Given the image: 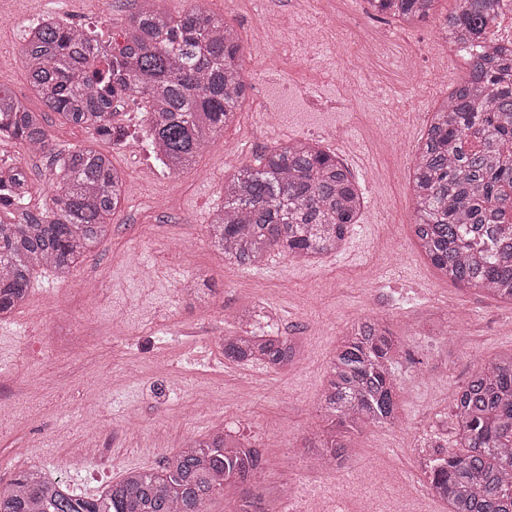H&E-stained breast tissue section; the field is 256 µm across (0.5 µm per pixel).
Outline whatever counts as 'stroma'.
Returning a JSON list of instances; mask_svg holds the SVG:
<instances>
[{
  "instance_id": "35a3bbf8",
  "label": "stroma",
  "mask_w": 512,
  "mask_h": 512,
  "mask_svg": "<svg viewBox=\"0 0 512 512\" xmlns=\"http://www.w3.org/2000/svg\"><path fill=\"white\" fill-rule=\"evenodd\" d=\"M224 2L164 6L176 16L199 6L246 41L272 37L271 55L243 60L256 103L214 137L192 169L158 173L148 186L128 147L99 142L125 180L110 234L69 281L39 273L27 301L0 319V481L37 466L91 496L128 470L162 465L187 438L220 421L260 448L269 485L288 493L292 512H309L310 497L332 486L356 491L367 469L384 499L435 512L422 468L434 445L452 439L450 399L477 365L512 348V303L440 279L415 245L409 177L418 140L466 65L449 56L436 20L403 28L366 14L365 0H345L346 7L366 28L417 47L412 84L369 75L352 32L331 30L319 43L298 44L294 29L325 25L318 0L300 8L295 0H232L229 10ZM35 7L34 0H0V84L39 111L24 63L25 18ZM62 7L73 22L108 14L116 35L136 0H64ZM438 67L447 68V82L429 77ZM334 131L362 154L353 173L369 198L344 249L311 265L276 252L259 268L225 263L204 241L225 176L289 139L320 141L348 160ZM7 153L25 164L31 207H50L47 157L26 158L15 141ZM197 273L207 284L201 302L189 307L177 283ZM82 280L98 282L95 295L79 288ZM246 305L272 309L280 333L302 340L293 366L225 360L218 325L197 322L202 310L231 314ZM364 318L383 322L401 343L400 423L355 431L351 473L318 477L302 441L324 426L320 403L338 340ZM177 379L185 388L176 398L170 389ZM202 382L220 399L215 412L193 411L191 393ZM25 384L39 386L44 411L19 433L13 422Z\"/></svg>"
}]
</instances>
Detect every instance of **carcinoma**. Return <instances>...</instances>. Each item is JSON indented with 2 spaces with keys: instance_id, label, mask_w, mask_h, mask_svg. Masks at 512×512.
<instances>
[{
  "instance_id": "1",
  "label": "carcinoma",
  "mask_w": 512,
  "mask_h": 512,
  "mask_svg": "<svg viewBox=\"0 0 512 512\" xmlns=\"http://www.w3.org/2000/svg\"><path fill=\"white\" fill-rule=\"evenodd\" d=\"M406 25L433 16L437 0H366ZM439 24L448 50L468 68L448 90L421 138L412 175L414 234L439 273L462 288L512 301V46L486 42L512 0H456ZM25 65L44 106L85 129L91 143L54 155L52 207H29L24 166L0 169V317L21 306L40 267L72 274L107 236L124 199L112 157L94 142L120 143L112 98L149 106L150 140L174 173L234 123L246 96L236 30L200 8L174 16L141 0L122 40L46 21L25 32ZM0 130L30 151H53L45 113L0 85ZM224 204L206 225L224 261L256 268L272 252L304 263L339 251L366 204L359 183L318 143H278L224 180ZM224 358L286 368L299 344L274 328L231 331ZM400 345L377 319L351 327L336 346L321 399L323 430L307 440L322 468L348 458L343 434L399 422L394 365ZM455 448L423 473L448 512H512V351L478 366L451 403ZM261 452L219 428L166 457L159 469L130 470L92 496L31 467L0 485V512H208L224 489L261 483Z\"/></svg>"
}]
</instances>
